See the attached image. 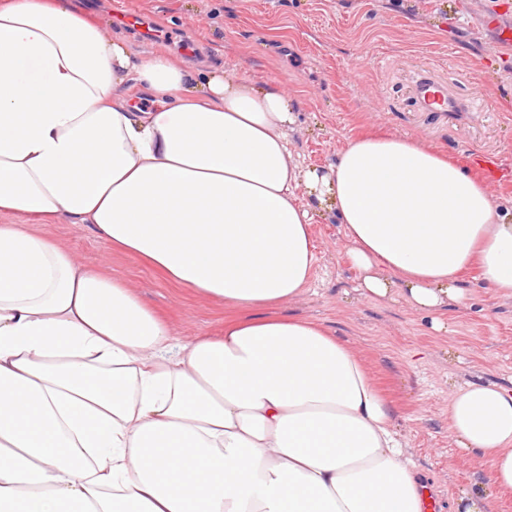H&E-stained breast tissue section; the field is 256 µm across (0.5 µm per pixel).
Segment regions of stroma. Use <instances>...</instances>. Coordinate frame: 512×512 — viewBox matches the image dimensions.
<instances>
[{
	"mask_svg": "<svg viewBox=\"0 0 512 512\" xmlns=\"http://www.w3.org/2000/svg\"><path fill=\"white\" fill-rule=\"evenodd\" d=\"M105 29L174 53L200 67L221 63L274 82L300 101L291 135L295 161L335 162L361 127L411 135L466 162L488 178L501 209L512 210V0H85ZM444 78L470 112L441 117L414 107V76ZM47 232L88 264L107 262L182 335L217 330L224 309L113 252L89 225L60 222ZM315 278L286 306L323 324L364 358L394 405L399 439L420 483L432 486L437 512H455L461 494L481 495L489 512H512L491 474L452 437L448 403L469 383L512 389V297L466 274L465 297L448 308V330L406 303L363 296L362 275L344 260L347 240L335 219L313 226Z\"/></svg>",
	"mask_w": 512,
	"mask_h": 512,
	"instance_id": "obj_1",
	"label": "stroma"
}]
</instances>
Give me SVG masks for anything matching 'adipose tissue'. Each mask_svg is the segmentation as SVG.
<instances>
[{
  "instance_id": "1",
  "label": "adipose tissue",
  "mask_w": 512,
  "mask_h": 512,
  "mask_svg": "<svg viewBox=\"0 0 512 512\" xmlns=\"http://www.w3.org/2000/svg\"><path fill=\"white\" fill-rule=\"evenodd\" d=\"M298 105L141 50L79 0H0V512H422L363 358L283 309L314 278L325 213L363 295L445 329L467 272L512 297V214L404 135L363 129L301 167ZM63 220L223 306V325L178 336L44 233ZM448 419L512 492V390L460 387Z\"/></svg>"
}]
</instances>
